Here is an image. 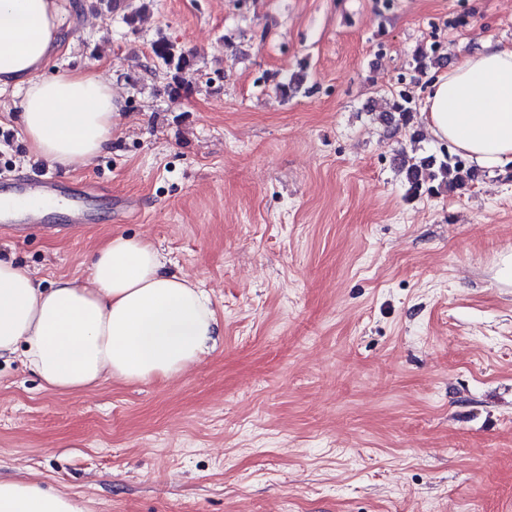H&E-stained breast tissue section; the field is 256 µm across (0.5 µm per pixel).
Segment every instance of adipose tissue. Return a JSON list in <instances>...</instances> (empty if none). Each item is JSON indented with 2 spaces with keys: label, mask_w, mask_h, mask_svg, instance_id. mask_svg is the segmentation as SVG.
<instances>
[{
  "label": "adipose tissue",
  "mask_w": 512,
  "mask_h": 512,
  "mask_svg": "<svg viewBox=\"0 0 512 512\" xmlns=\"http://www.w3.org/2000/svg\"><path fill=\"white\" fill-rule=\"evenodd\" d=\"M63 0H0V95L20 100L31 154L68 171L112 147V85L93 68L54 70ZM430 135L477 169L512 163V47L485 42L427 87ZM222 326L208 294L171 271L145 239L115 234L86 276L36 280L0 258V358L23 352L47 391L93 390L105 379L146 382L181 375L215 347ZM0 512H86L35 477L0 479Z\"/></svg>",
  "instance_id": "1"
}]
</instances>
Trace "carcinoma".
I'll return each mask as SVG.
<instances>
[{"label":"carcinoma","instance_id":"1","mask_svg":"<svg viewBox=\"0 0 512 512\" xmlns=\"http://www.w3.org/2000/svg\"><path fill=\"white\" fill-rule=\"evenodd\" d=\"M152 52L157 62L169 70H174V86L170 91L177 94L182 89L181 75L189 72L195 65L190 54L179 50L164 37H160L152 44ZM444 61L440 47L434 44L417 48L413 64L414 69L425 73L430 69L441 66ZM303 86V80L293 74L281 78L275 89L284 97L298 94ZM417 111L416 101L405 93H398L386 100L384 115L389 117L395 129L406 128L410 125ZM400 169L405 172L409 192L417 195L422 193L438 194L445 190H453L475 181L479 173L467 165L466 161L458 155L443 152L441 158L429 156H402Z\"/></svg>","mask_w":512,"mask_h":512}]
</instances>
